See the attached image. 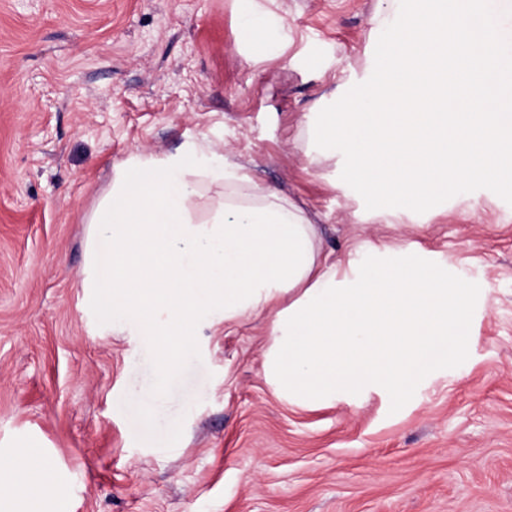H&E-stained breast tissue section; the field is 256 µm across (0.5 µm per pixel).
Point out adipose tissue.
Here are the masks:
<instances>
[{
	"label": "adipose tissue",
	"instance_id": "adipose-tissue-1",
	"mask_svg": "<svg viewBox=\"0 0 512 512\" xmlns=\"http://www.w3.org/2000/svg\"><path fill=\"white\" fill-rule=\"evenodd\" d=\"M206 183L224 195L203 221ZM90 221V303L127 311L131 334L169 361L203 312L231 323L276 308L264 371L292 403L402 392L467 345L474 290L447 262L363 242L329 260L307 212L219 147L131 156Z\"/></svg>",
	"mask_w": 512,
	"mask_h": 512
}]
</instances>
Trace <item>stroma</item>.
Segmentation results:
<instances>
[{
	"label": "stroma",
	"mask_w": 512,
	"mask_h": 512,
	"mask_svg": "<svg viewBox=\"0 0 512 512\" xmlns=\"http://www.w3.org/2000/svg\"><path fill=\"white\" fill-rule=\"evenodd\" d=\"M0 0V461L48 481L0 512H512V205L479 189L389 224L306 115L365 77L396 0ZM220 145L344 256L435 252L474 286L468 346L405 392L280 400L273 312L199 316L165 366L128 315L84 310L88 220L117 167Z\"/></svg>",
	"instance_id": "obj_1"
}]
</instances>
